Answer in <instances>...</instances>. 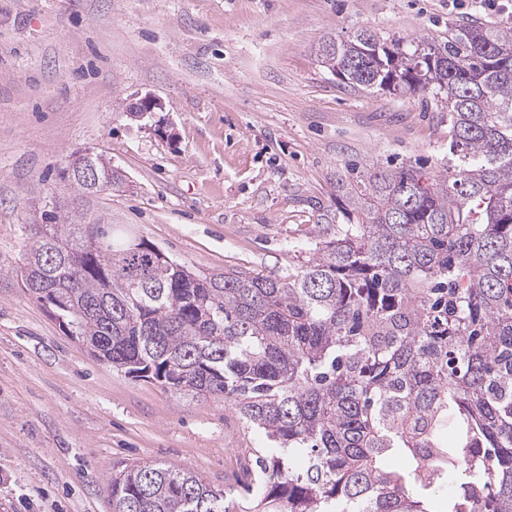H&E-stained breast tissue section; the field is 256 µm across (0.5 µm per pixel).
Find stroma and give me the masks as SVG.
Returning <instances> with one entry per match:
<instances>
[{"instance_id": "obj_1", "label": "stroma", "mask_w": 512, "mask_h": 512, "mask_svg": "<svg viewBox=\"0 0 512 512\" xmlns=\"http://www.w3.org/2000/svg\"><path fill=\"white\" fill-rule=\"evenodd\" d=\"M512 28V0H0V512H112L125 464L156 461L242 500L260 434L221 399L188 401L70 339L15 276L49 202L131 229L198 273L305 266L344 224L338 176L448 163V113L363 89L317 59L364 28L447 43L464 22ZM149 97L144 120L126 113ZM90 150L125 181L79 195ZM93 153L91 152H85L80 153L72 157V159L68 160L66 165L68 166L69 172L81 175L87 182H95L97 184L98 178L100 179L99 187L92 189L90 185H87L82 179H79L76 174H72L70 176V173L66 169V167L63 168L61 173V178L64 181H67L72 185L74 188H77L78 190H81L84 193L87 194H95L100 192L99 188L101 185H103V178H107V174L109 172L112 174L115 173V170H112V161L111 159L107 160L106 158H103L102 155L93 154V157L91 158V164L96 168L97 175L95 170L89 166L88 159L92 156Z\"/></svg>"}]
</instances>
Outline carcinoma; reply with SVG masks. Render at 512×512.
<instances>
[{"instance_id": "obj_1", "label": "carcinoma", "mask_w": 512, "mask_h": 512, "mask_svg": "<svg viewBox=\"0 0 512 512\" xmlns=\"http://www.w3.org/2000/svg\"><path fill=\"white\" fill-rule=\"evenodd\" d=\"M317 56L448 108L455 162L337 179L349 223L301 270L196 273L57 205L26 225L23 291L66 335L267 441L246 507L149 461L112 474V512H512V28Z\"/></svg>"}]
</instances>
